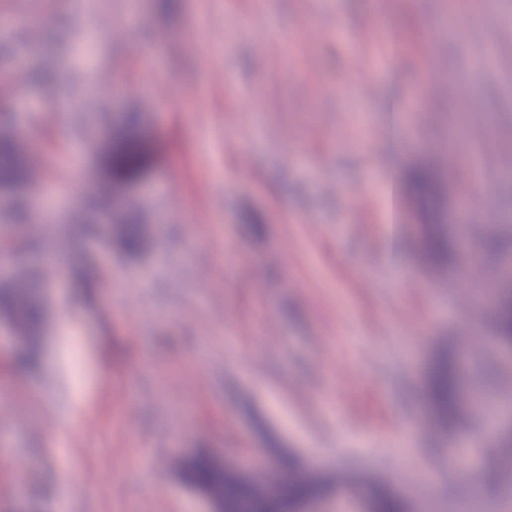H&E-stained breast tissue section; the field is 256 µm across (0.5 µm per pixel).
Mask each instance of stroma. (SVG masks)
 Returning a JSON list of instances; mask_svg holds the SVG:
<instances>
[{"mask_svg":"<svg viewBox=\"0 0 512 512\" xmlns=\"http://www.w3.org/2000/svg\"><path fill=\"white\" fill-rule=\"evenodd\" d=\"M489 2L491 48L484 20L449 31L456 0H0V20L36 18L57 70L50 104L28 57L6 65L31 191L70 192L50 217L0 223L25 245L0 270L34 274L48 308L33 370L0 319V512H206L176 472L199 452L350 477L307 512H361L365 483L409 512L474 501L490 417L468 409L438 435L425 387L449 342L468 389L512 390L490 315L464 300L502 265L484 240L512 236V0ZM377 13L395 48L374 40ZM131 108L157 163L129 258L76 228L89 144ZM418 162L463 229L450 268L425 262L400 189ZM78 260L92 294L72 284Z\"/></svg>","mask_w":512,"mask_h":512,"instance_id":"stroma-1","label":"stroma"}]
</instances>
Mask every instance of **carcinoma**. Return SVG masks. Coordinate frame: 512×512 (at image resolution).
I'll return each instance as SVG.
<instances>
[{
  "label": "carcinoma",
  "instance_id": "1",
  "mask_svg": "<svg viewBox=\"0 0 512 512\" xmlns=\"http://www.w3.org/2000/svg\"><path fill=\"white\" fill-rule=\"evenodd\" d=\"M29 86L47 96L53 92L52 72L45 63L29 71ZM13 87L6 73L0 74V127H17L24 119L14 110ZM149 138L140 114L127 111L120 115L110 130V145L106 158L109 173L125 180H136L144 172L151 154L142 150ZM33 174L28 152L19 150L16 141L0 135V186H10ZM406 196L425 208L435 207L441 188L435 169L418 164L409 168L403 179ZM88 208L96 223L83 224L80 230L87 236L98 234L97 224L110 225L109 240L128 257L139 255L145 248L143 220L130 201H118L112 193V181L98 185ZM27 215L25 197L14 196L0 202V222L17 224ZM484 249L490 254H509L512 240L492 237ZM426 259L435 265L452 266L457 261L454 240L440 220L426 225L423 239ZM491 295L494 301L492 327L498 342L512 346V289L501 287V274L495 273L483 281L479 297ZM0 316L26 334L28 347L16 353L15 359L24 366L38 361L36 345L46 320V308L31 277L22 273L0 286ZM463 388L460 368L453 349L442 353L430 369L427 381V401L439 429L456 427L462 417ZM181 478L196 487L219 493L224 498L225 512H301L302 506L328 497L332 481L318 474H309L298 463L288 459V476L281 479L277 492L270 495L265 486L224 474L206 455L185 460L180 467ZM367 512H407L405 501L383 487L369 488L365 493Z\"/></svg>",
  "mask_w": 512,
  "mask_h": 512
}]
</instances>
